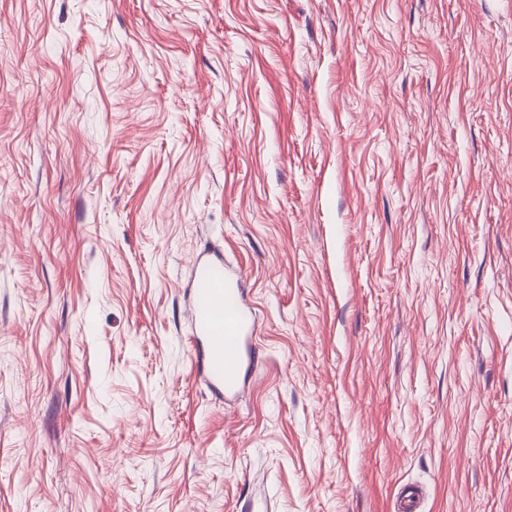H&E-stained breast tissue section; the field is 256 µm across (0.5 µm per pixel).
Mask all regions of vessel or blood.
I'll return each mask as SVG.
<instances>
[{
	"instance_id": "obj_1",
	"label": "vessel or blood",
	"mask_w": 512,
	"mask_h": 512,
	"mask_svg": "<svg viewBox=\"0 0 512 512\" xmlns=\"http://www.w3.org/2000/svg\"><path fill=\"white\" fill-rule=\"evenodd\" d=\"M240 280V273L226 271L223 252L211 249L197 256L189 285L197 370L214 393L224 396L243 392V370L253 360L255 321Z\"/></svg>"
}]
</instances>
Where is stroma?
<instances>
[{"instance_id":"35a3bbf8","label":"stroma","mask_w":512,"mask_h":512,"mask_svg":"<svg viewBox=\"0 0 512 512\" xmlns=\"http://www.w3.org/2000/svg\"><path fill=\"white\" fill-rule=\"evenodd\" d=\"M411 492L512 512V0H0V512ZM240 280L239 272L226 271L219 249L196 257L189 285L195 362L203 381L217 395L243 392V370L253 360L255 321L243 302Z\"/></svg>"}]
</instances>
